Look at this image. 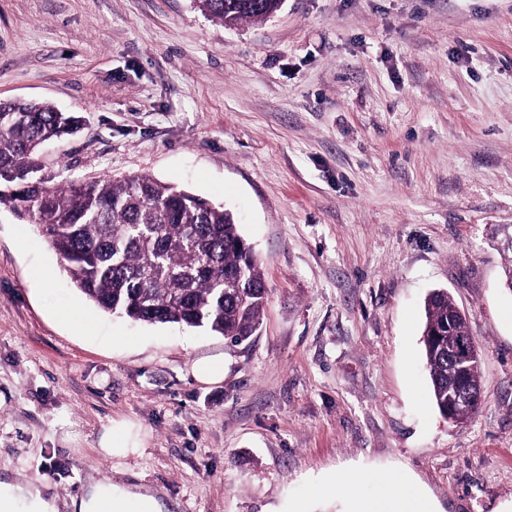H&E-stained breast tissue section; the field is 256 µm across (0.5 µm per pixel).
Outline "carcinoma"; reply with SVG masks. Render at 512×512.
<instances>
[{
	"instance_id": "obj_1",
	"label": "carcinoma",
	"mask_w": 512,
	"mask_h": 512,
	"mask_svg": "<svg viewBox=\"0 0 512 512\" xmlns=\"http://www.w3.org/2000/svg\"><path fill=\"white\" fill-rule=\"evenodd\" d=\"M232 26L278 0H195ZM79 117L49 103L0 100V205L35 225L71 283L102 311L147 324L201 328L240 345L263 324L267 288L232 213L186 189L137 175L50 186L33 177L40 148L75 133ZM471 337L446 291L425 302L423 344L439 412L457 378L450 336Z\"/></svg>"
}]
</instances>
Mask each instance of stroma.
Segmentation results:
<instances>
[{
  "mask_svg": "<svg viewBox=\"0 0 512 512\" xmlns=\"http://www.w3.org/2000/svg\"><path fill=\"white\" fill-rule=\"evenodd\" d=\"M0 99L82 117L46 184L209 198L267 287L239 346L119 318L0 208L1 476L62 502L110 478L163 512H388L391 477L432 512H512V0H283L234 26L193 0H0ZM435 289L481 351L463 422L432 402ZM215 355L223 380L198 381ZM123 421L143 449L99 455ZM196 377L205 383H218L224 378V358L212 356L202 358L194 364Z\"/></svg>",
  "mask_w": 512,
  "mask_h": 512,
  "instance_id": "stroma-1",
  "label": "stroma"
}]
</instances>
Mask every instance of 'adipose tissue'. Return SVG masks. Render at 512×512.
Instances as JSON below:
<instances>
[{"label":"adipose tissue","mask_w":512,"mask_h":512,"mask_svg":"<svg viewBox=\"0 0 512 512\" xmlns=\"http://www.w3.org/2000/svg\"><path fill=\"white\" fill-rule=\"evenodd\" d=\"M142 447L131 423L108 425L101 433L97 451L112 458L124 457ZM69 512H162L161 504L151 495L106 479L86 486L71 499ZM0 512H59L58 504L41 489L40 481L19 483L0 480Z\"/></svg>","instance_id":"1"}]
</instances>
